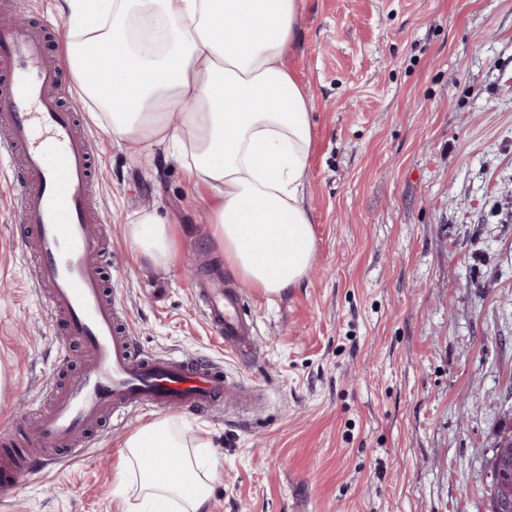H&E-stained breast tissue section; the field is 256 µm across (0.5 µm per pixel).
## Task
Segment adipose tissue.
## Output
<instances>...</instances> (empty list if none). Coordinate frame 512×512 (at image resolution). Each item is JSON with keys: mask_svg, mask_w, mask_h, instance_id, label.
I'll return each instance as SVG.
<instances>
[{"mask_svg": "<svg viewBox=\"0 0 512 512\" xmlns=\"http://www.w3.org/2000/svg\"><path fill=\"white\" fill-rule=\"evenodd\" d=\"M66 62L113 138L168 143L217 200L211 237L238 278L278 296L315 248L304 205L312 98L288 66L306 0H64ZM136 254L175 258L168 224L128 225ZM116 490L158 512H205L214 475L182 456L170 422L131 435Z\"/></svg>", "mask_w": 512, "mask_h": 512, "instance_id": "obj_1", "label": "adipose tissue"}]
</instances>
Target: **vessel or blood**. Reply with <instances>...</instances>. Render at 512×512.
<instances>
[{"instance_id":"vessel-or-blood-1","label":"vessel or blood","mask_w":512,"mask_h":512,"mask_svg":"<svg viewBox=\"0 0 512 512\" xmlns=\"http://www.w3.org/2000/svg\"><path fill=\"white\" fill-rule=\"evenodd\" d=\"M62 73L42 37L0 26V126L9 132L8 150L24 158L16 171V218L38 251L31 285L45 294L50 310L64 320L86 358L80 375L54 396L27 447L0 438V503H9L39 474L42 452L61 448L68 461L84 456L76 442L113 408L206 410L238 387L219 365L194 358L156 357L135 351V336L119 321L93 257L100 241L91 227L89 136L77 130L75 111L61 105L55 90ZM197 299L224 348L245 355L255 329L243 297L222 276L207 273Z\"/></svg>"}]
</instances>
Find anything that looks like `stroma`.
<instances>
[{"mask_svg":"<svg viewBox=\"0 0 512 512\" xmlns=\"http://www.w3.org/2000/svg\"><path fill=\"white\" fill-rule=\"evenodd\" d=\"M63 0H14L0 26L44 30ZM291 63L313 99L305 204L315 251L300 287L243 288L256 332L227 354L193 295L224 271L212 194L167 145L112 139L76 96L95 147L102 271L140 351L205 357L255 390L210 415L119 412L73 464H48L0 512H130L115 495L126 439L171 422L216 471L208 512H490L486 465L512 422V0H306ZM0 159V431L29 430L83 366L32 292ZM151 212L177 260L146 267L124 236Z\"/></svg>","mask_w":512,"mask_h":512,"instance_id":"1","label":"stroma"}]
</instances>
